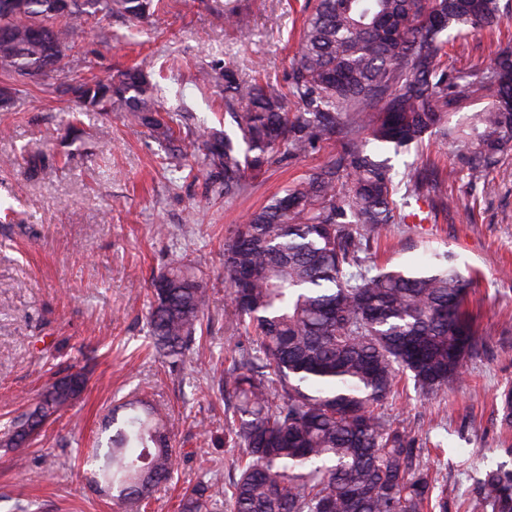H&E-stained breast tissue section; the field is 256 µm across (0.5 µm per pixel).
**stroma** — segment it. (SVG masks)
<instances>
[{
    "instance_id": "35a3bbf8",
    "label": "stroma",
    "mask_w": 512,
    "mask_h": 512,
    "mask_svg": "<svg viewBox=\"0 0 512 512\" xmlns=\"http://www.w3.org/2000/svg\"><path fill=\"white\" fill-rule=\"evenodd\" d=\"M166 3L138 25L88 20L56 76L26 83L0 110V512H121L91 484L86 458L113 408L136 400L168 422L175 451L173 478L145 512H179L183 488L198 481L223 485L237 454L224 445L218 391L233 346L224 238L339 150L320 142L228 198L206 174L183 178L181 165L197 162L192 146L183 145L166 169L171 147L147 128L129 125L120 112L78 111L59 91L69 76L88 70L103 77L146 57L172 61L157 77V98L171 113L189 114L200 131L225 127L221 66L247 81L261 73L287 84L306 0H238L250 20L245 36L199 0ZM493 48L472 32L449 47L448 61L482 69ZM46 144L59 168L29 178L24 159ZM426 157L450 204L410 200L406 213L424 222L387 225L377 263L418 259L423 238L451 252L474 279L465 308L480 347L447 391L426 399L407 381L384 412L427 448L448 512H479L477 470L512 467V427L497 411L499 393L512 385V155L473 190L448 144H425L392 163L401 173ZM185 253L205 260L208 329L173 370L152 348L146 315L152 277ZM82 368L81 397L25 446L11 448L12 421L35 408L45 386Z\"/></svg>"
}]
</instances>
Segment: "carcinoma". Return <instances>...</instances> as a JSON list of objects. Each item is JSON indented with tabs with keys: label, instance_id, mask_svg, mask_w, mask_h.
<instances>
[{
	"label": "carcinoma",
	"instance_id": "obj_1",
	"mask_svg": "<svg viewBox=\"0 0 512 512\" xmlns=\"http://www.w3.org/2000/svg\"><path fill=\"white\" fill-rule=\"evenodd\" d=\"M162 0H26L0 13V96L15 81L46 79L75 48L84 23L122 16L140 23ZM239 31V6L223 9ZM499 0H316L305 17L288 87L241 80L224 68V115L241 135L182 130L154 95V65L143 62L97 79L80 74L62 93L89 112H123L157 137L202 142L197 160L224 196L244 191L271 168L337 139L341 150L282 196L254 211L224 239V278L236 330L224 370L231 412L227 441L238 449L226 490L199 482L180 512H215L221 494L231 512H445L444 494L412 431L381 412L410 374L422 395L457 382L478 340L464 305L473 280L449 253L425 249L419 266L373 261L382 229L403 224L391 158L440 138L457 147V167L482 181L512 150V52L496 51L487 71L442 61L448 31H492ZM38 27L45 38L30 35ZM482 110L457 117L464 105ZM32 177L56 169L38 152ZM405 194L445 204L448 191L422 165L406 173ZM199 258L179 256L152 281L148 324L154 347L177 368L208 308ZM73 390L53 383L38 406L14 422L21 447L48 418L72 403ZM112 417L107 451L92 482L139 508L167 482L174 459L167 427L154 411L129 404ZM485 512H512V468L478 479Z\"/></svg>",
	"mask_w": 512,
	"mask_h": 512
}]
</instances>
